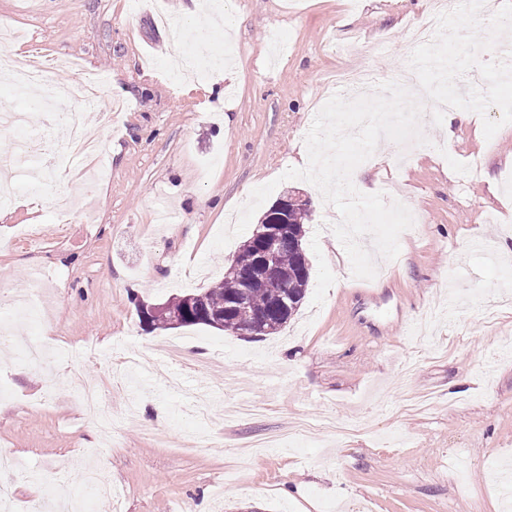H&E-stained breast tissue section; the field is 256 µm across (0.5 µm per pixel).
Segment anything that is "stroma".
<instances>
[{"instance_id": "1", "label": "stroma", "mask_w": 512, "mask_h": 512, "mask_svg": "<svg viewBox=\"0 0 512 512\" xmlns=\"http://www.w3.org/2000/svg\"><path fill=\"white\" fill-rule=\"evenodd\" d=\"M189 0H0V23L26 33L11 53L74 89L105 140L100 178L52 169L41 190L0 210V293L41 288L51 305L13 329L39 341L52 372L0 360V453L16 456L14 512L46 499L53 481L80 483L91 459L118 498L87 495L86 512H512V286L498 243L512 237V124L485 139L483 117L443 135L423 113L428 145L381 140L359 166L365 183L415 218L400 254L374 279L355 278L330 225L336 209L303 180L297 151L334 95L336 71L407 62L413 24L436 0H213L236 27L172 19ZM229 66L223 95L200 85ZM103 73L123 103L105 119L77 96L83 72ZM299 192L309 204L306 296L278 334L253 339L205 325L148 329L141 302L209 287L243 242L217 233L252 190ZM52 271L38 282L37 270ZM179 339L214 360L185 369L181 388L109 373L129 353L154 365ZM150 395L161 414L88 424L70 374ZM206 388L211 422L192 438L191 390ZM243 400L262 413L221 421Z\"/></svg>"}]
</instances>
